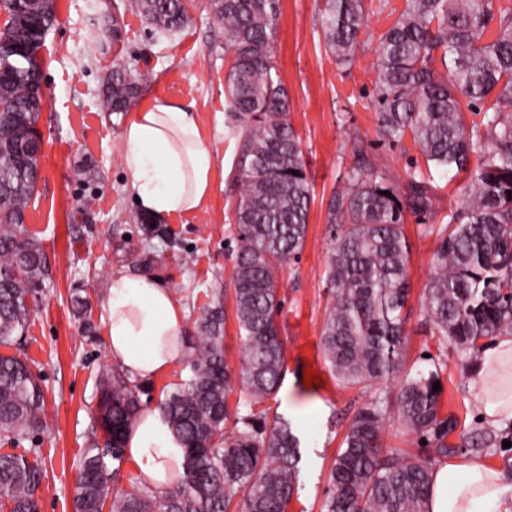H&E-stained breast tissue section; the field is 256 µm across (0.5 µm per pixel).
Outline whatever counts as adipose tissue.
I'll return each mask as SVG.
<instances>
[{
	"mask_svg": "<svg viewBox=\"0 0 512 512\" xmlns=\"http://www.w3.org/2000/svg\"><path fill=\"white\" fill-rule=\"evenodd\" d=\"M122 163L138 208L165 219L203 210L214 192L215 155L191 110L157 98L137 108L122 131ZM185 309L170 289L116 274L107 284L105 336L113 361L130 379L148 381L184 355ZM483 393L480 416L512 419V336L498 337L472 372ZM125 457L141 486L167 490L182 472L184 447L160 410L141 414L125 440ZM429 512H512V484L478 458L450 459L433 472Z\"/></svg>",
	"mask_w": 512,
	"mask_h": 512,
	"instance_id": "adipose-tissue-1",
	"label": "adipose tissue"
}]
</instances>
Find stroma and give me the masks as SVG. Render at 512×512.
I'll list each match as a JSON object with an SVG mask.
<instances>
[{
	"mask_svg": "<svg viewBox=\"0 0 512 512\" xmlns=\"http://www.w3.org/2000/svg\"><path fill=\"white\" fill-rule=\"evenodd\" d=\"M364 3L367 27L352 66L338 65L325 48L319 21L323 0H281L274 37L273 62L288 90V119L301 140L313 203L297 262L278 272L283 382L261 404L248 405L237 390L228 403L243 415L255 411L269 421L279 416L292 421L302 462L288 512H322L329 471L346 430L374 394L373 389L339 382L320 344L330 301L325 267L334 227L327 222L328 208L342 191L348 170L359 164L373 166L394 187L416 170L430 178L431 213L423 219L406 214L403 224L410 286L404 309L405 369L413 373L440 364L441 411L459 421L451 443L490 430L510 440V447L477 448L474 456L498 467L512 462V426H492L481 419L479 398L469 383L471 363L433 336L424 309L438 239L423 227L447 224L450 211L462 203L467 177L443 176L426 163L412 139L391 144L379 137L375 48L403 0ZM186 9L188 23L166 38L136 11L133 0H57L58 22L39 51L44 98L37 123L43 140L41 181L26 211V227L42 244L48 275L30 303L26 337L13 352L30 361L44 393L46 426L18 448L22 454L36 451L40 459V512H74L81 455L101 435L96 424L99 375L115 367L103 323L112 275L142 276L173 290L185 308L183 335L188 343L196 334L200 310L222 301L226 360L230 368L240 367L242 343L231 278L238 138L224 100V73L232 57L216 36L211 0H186ZM117 68L134 78L136 106L155 97L193 106L215 155L214 193L203 212L140 223L121 163L122 131L129 115L101 108L107 80ZM80 298L85 307H77ZM308 369L318 373L317 385L304 381ZM189 375L182 359L140 383L142 410L157 408Z\"/></svg>",
	"mask_w": 512,
	"mask_h": 512,
	"instance_id": "stroma-1",
	"label": "stroma"
}]
</instances>
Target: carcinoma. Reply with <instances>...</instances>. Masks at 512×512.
Masks as SVG:
<instances>
[{"label":"carcinoma","instance_id":"obj_1","mask_svg":"<svg viewBox=\"0 0 512 512\" xmlns=\"http://www.w3.org/2000/svg\"><path fill=\"white\" fill-rule=\"evenodd\" d=\"M156 29L171 35L187 21L184 0H135ZM224 49L233 61L224 95L239 139L237 250L232 272L242 342L239 371L224 357V305L196 319L191 374L161 404L184 443L183 473L162 493L109 488L108 462L119 461L140 416L139 389L118 372L98 382V423L105 440L84 450L74 512H287L298 488L301 441L292 422L255 413L226 434L228 395L251 404L281 384L284 347L277 271L301 253L312 201L300 137L288 121V91L272 61L281 0H211ZM0 346L14 345L30 321V297L48 267L41 243L27 233L25 212L37 194L33 154L41 107L38 52L57 21L55 0H0ZM365 22L364 0H324L320 24L337 63H352ZM377 132L397 143L411 136L426 162L470 173L462 206L448 224H428L439 239L425 311L439 339L477 354L496 336L512 335V6L500 0H404L379 36ZM136 96L117 69L106 109L124 112ZM482 115L467 123L465 112ZM433 193L422 175L389 186L366 166L349 170L333 196L328 223L339 225L326 265L330 289L321 332L324 359L347 385L373 386L405 361L409 295L404 213H429ZM440 369L405 376L396 393L376 394L354 417L329 473L324 512H428L433 461L461 449L447 442L454 415H442ZM397 416L426 441V452L386 448L387 418ZM45 422L41 387L27 362L0 353V440L12 447ZM38 459L0 452V512H39Z\"/></svg>","mask_w":512,"mask_h":512}]
</instances>
